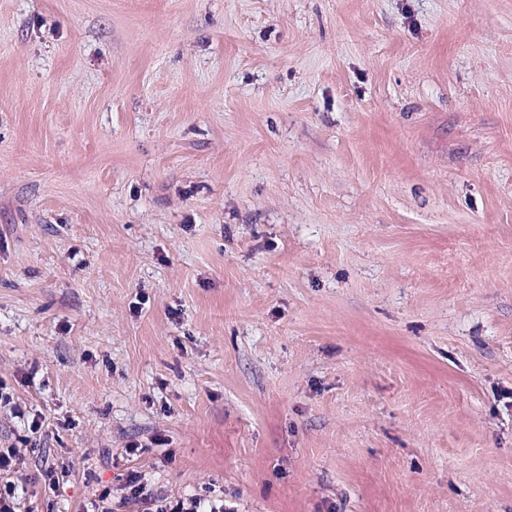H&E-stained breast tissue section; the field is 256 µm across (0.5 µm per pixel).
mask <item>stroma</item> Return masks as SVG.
I'll list each match as a JSON object with an SVG mask.
<instances>
[{
    "mask_svg": "<svg viewBox=\"0 0 512 512\" xmlns=\"http://www.w3.org/2000/svg\"><path fill=\"white\" fill-rule=\"evenodd\" d=\"M1 381L22 512H512V0H0ZM120 490L126 494L119 501V505L134 502L139 504L142 512H223L224 504L219 508L212 501H205L201 497L179 498L176 500L152 499L144 493L140 484L139 475L134 471H127L117 476ZM209 508V510H208Z\"/></svg>",
    "mask_w": 512,
    "mask_h": 512,
    "instance_id": "obj_1",
    "label": "stroma"
}]
</instances>
